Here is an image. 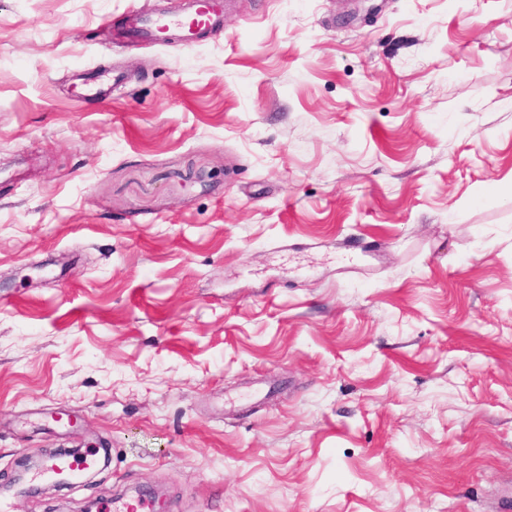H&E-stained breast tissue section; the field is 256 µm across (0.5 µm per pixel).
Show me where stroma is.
<instances>
[{"instance_id": "35a3bbf8", "label": "stroma", "mask_w": 512, "mask_h": 512, "mask_svg": "<svg viewBox=\"0 0 512 512\" xmlns=\"http://www.w3.org/2000/svg\"><path fill=\"white\" fill-rule=\"evenodd\" d=\"M128 2L0 0L10 512H512V0ZM130 30L134 36L135 43H159L163 41L162 32L169 30L175 21L168 19L165 15L146 13L143 10L132 6Z\"/></svg>"}]
</instances>
